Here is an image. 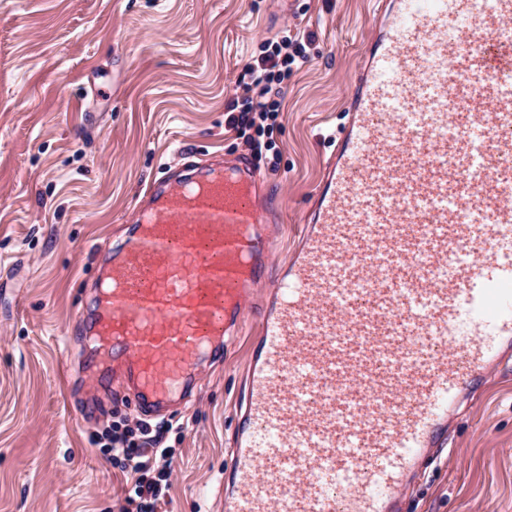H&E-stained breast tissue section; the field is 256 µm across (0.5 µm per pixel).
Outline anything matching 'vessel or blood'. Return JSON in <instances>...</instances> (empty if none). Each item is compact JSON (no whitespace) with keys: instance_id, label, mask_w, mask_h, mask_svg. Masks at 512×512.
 <instances>
[{"instance_id":"b4317fda","label":"vessel or blood","mask_w":512,"mask_h":512,"mask_svg":"<svg viewBox=\"0 0 512 512\" xmlns=\"http://www.w3.org/2000/svg\"><path fill=\"white\" fill-rule=\"evenodd\" d=\"M511 24L512 0H392L289 262L247 158L198 166L151 185L76 312L146 419L253 313L224 512H392L512 352Z\"/></svg>"}]
</instances>
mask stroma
Wrapping results in <instances>:
<instances>
[{"label": "stroma", "instance_id": "35a3bbf8", "mask_svg": "<svg viewBox=\"0 0 512 512\" xmlns=\"http://www.w3.org/2000/svg\"><path fill=\"white\" fill-rule=\"evenodd\" d=\"M378 0H0V512H119L130 474L90 434L133 417L100 395L68 326L105 249L185 154L248 157L277 193L274 267L298 245L373 35ZM314 33L281 89L273 149L226 129L265 45ZM258 336L246 316L196 395L164 420L176 450L166 512H224L228 450ZM400 512H512V359L448 420Z\"/></svg>", "mask_w": 512, "mask_h": 512}]
</instances>
